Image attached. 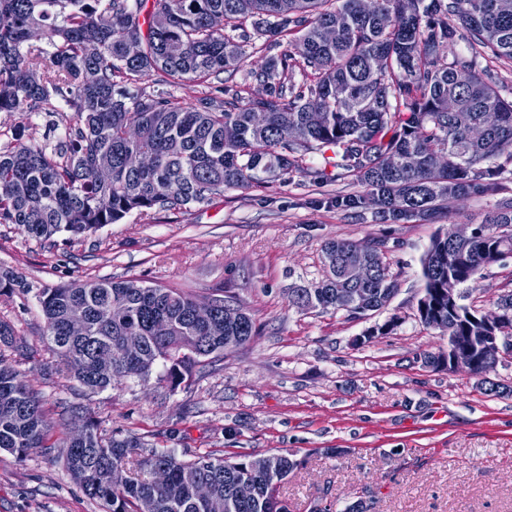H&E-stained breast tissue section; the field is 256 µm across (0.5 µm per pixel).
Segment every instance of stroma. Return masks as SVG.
I'll list each match as a JSON object with an SVG mask.
<instances>
[{
	"instance_id": "35a3bbf8",
	"label": "stroma",
	"mask_w": 512,
	"mask_h": 512,
	"mask_svg": "<svg viewBox=\"0 0 512 512\" xmlns=\"http://www.w3.org/2000/svg\"><path fill=\"white\" fill-rule=\"evenodd\" d=\"M243 84L241 73L227 71L174 86L153 75L142 86L194 104ZM69 118L0 112V148L20 125L35 143L53 142ZM350 190L341 176L296 175L225 192L207 206L157 210L148 220L132 214L93 234L51 242L0 224V265L33 288L28 295L0 292V320L11 322L23 342L0 356L26 372L51 411L87 403L103 433H133L182 459L293 454L301 465L281 488L288 512H310L317 503L330 512L355 505L367 512H512V392L486 391L490 381L512 389V356L483 377L427 366L425 354L446 350L448 339L416 313L421 259L433 237L452 224L480 223L512 196V175L497 191L407 224H376L370 214L332 207L336 194ZM337 238L382 243L398 282L385 309L355 318L289 306V288L321 276L322 247ZM112 277L173 285L200 299L223 289L258 332L222 356L203 358L177 389L131 380L85 397L57 367L34 291ZM464 290L466 304L495 310L512 292V256ZM391 319L389 334L356 344ZM66 437L57 432L55 450L21 461L0 451V512H101L64 465Z\"/></svg>"
}]
</instances>
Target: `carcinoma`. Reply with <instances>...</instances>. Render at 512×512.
<instances>
[{
    "label": "carcinoma",
    "instance_id": "carcinoma-1",
    "mask_svg": "<svg viewBox=\"0 0 512 512\" xmlns=\"http://www.w3.org/2000/svg\"><path fill=\"white\" fill-rule=\"evenodd\" d=\"M497 2L153 0L144 27L146 0H0V112L51 111L54 96L71 112L52 147L27 143L18 128L15 144L0 149V224L42 241L94 233L134 212L205 206L226 191L295 174L328 178L308 164L313 153L362 187L336 196V208L361 210L369 197L378 224L425 220L450 201L493 191L512 163V101L480 65L487 51L512 60V12ZM35 30L46 45L32 42ZM460 34L470 41L468 58L452 50ZM288 35L285 44L277 40ZM172 40L181 44L176 56L167 52ZM257 52L264 61L255 67ZM230 69L256 88L247 100L206 96L186 105L139 87L155 72L176 84ZM103 156L111 165L106 179L96 176ZM504 254L512 255V197L501 198L469 240L439 233L422 258L424 288L443 295L437 308L417 307L418 319L456 338L476 373L485 363L466 353L448 289L475 280ZM322 259L321 278L288 289L291 306L359 317L398 290L376 242L331 239ZM361 261L376 274L352 282L346 270ZM16 289L31 292L0 265V291ZM360 293L362 306L353 302ZM36 298L43 336L87 396L132 378L147 383L160 366L175 389L199 358L256 334L251 315L219 292L209 297L214 313L199 319L193 294L137 278L74 279L41 288ZM159 319L170 323L168 332H154ZM128 336L141 343L101 370L105 352ZM73 418L84 422L70 431L65 466L102 512H279L280 488L301 465L288 452L183 460L151 449L137 461L143 474L116 485L112 472L125 469L144 440L102 435L80 404L47 417L26 374L0 357V450L20 459L49 451L56 430ZM244 478L254 493L239 501L235 485Z\"/></svg>",
    "mask_w": 512,
    "mask_h": 512
}]
</instances>
